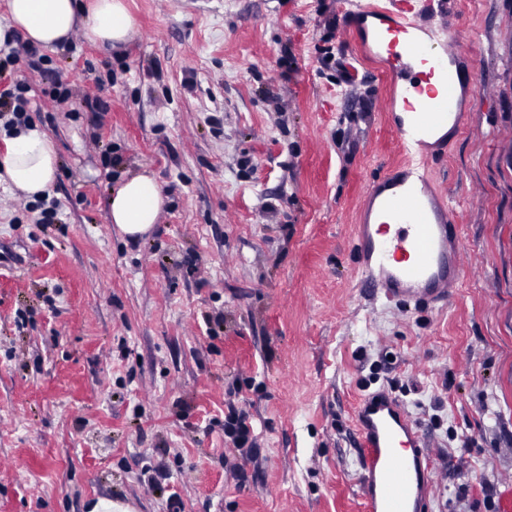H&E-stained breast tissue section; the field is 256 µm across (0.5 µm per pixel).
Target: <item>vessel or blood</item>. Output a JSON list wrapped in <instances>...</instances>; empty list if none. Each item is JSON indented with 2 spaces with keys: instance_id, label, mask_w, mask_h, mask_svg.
Masks as SVG:
<instances>
[{
  "instance_id": "1",
  "label": "vessel or blood",
  "mask_w": 512,
  "mask_h": 512,
  "mask_svg": "<svg viewBox=\"0 0 512 512\" xmlns=\"http://www.w3.org/2000/svg\"><path fill=\"white\" fill-rule=\"evenodd\" d=\"M359 41L385 62L382 100L404 162L373 180L358 224L356 266L385 298L451 302L463 269L458 214L433 183L428 164L447 127L462 125L460 97L479 77L462 70L460 21L450 0H365L344 4ZM366 512H433L437 465L412 412L388 389L366 393L354 415Z\"/></svg>"
}]
</instances>
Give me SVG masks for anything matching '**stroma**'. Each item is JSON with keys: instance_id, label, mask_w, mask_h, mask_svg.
<instances>
[{"instance_id": "1", "label": "stroma", "mask_w": 512, "mask_h": 512, "mask_svg": "<svg viewBox=\"0 0 512 512\" xmlns=\"http://www.w3.org/2000/svg\"><path fill=\"white\" fill-rule=\"evenodd\" d=\"M132 37L45 49L30 115L59 165L41 223L0 182V512H366L363 380L415 415L435 512H512V0H454L480 90L429 168L458 206L453 300L362 287L354 225L401 155L339 0H125ZM353 59L351 80L325 50ZM107 109H99V102ZM152 173L134 239L112 191ZM256 388H248L247 379ZM258 455L224 443L227 404ZM491 485L493 497L483 487ZM163 201L161 188L153 177L136 175L112 194V223L127 235L146 234L157 223Z\"/></svg>"}]
</instances>
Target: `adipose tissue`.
I'll return each mask as SVG.
<instances>
[{"label":"adipose tissue","mask_w":512,"mask_h":512,"mask_svg":"<svg viewBox=\"0 0 512 512\" xmlns=\"http://www.w3.org/2000/svg\"><path fill=\"white\" fill-rule=\"evenodd\" d=\"M11 24L25 40L52 47L66 40L76 26L89 39L109 47L129 39L134 22L123 0H91L79 9L78 0H8ZM0 157V179L26 197L41 195L54 181L58 154L51 137L38 125L19 130L6 142ZM163 195L156 180L140 174L123 183L111 198V220L123 233L137 236L156 224Z\"/></svg>","instance_id":"1"}]
</instances>
